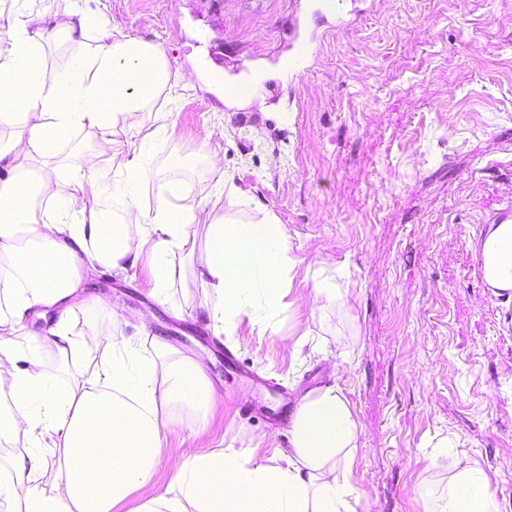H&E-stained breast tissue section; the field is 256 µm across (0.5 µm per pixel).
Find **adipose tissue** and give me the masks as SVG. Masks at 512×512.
Returning a JSON list of instances; mask_svg holds the SVG:
<instances>
[{"label": "adipose tissue", "mask_w": 512, "mask_h": 512, "mask_svg": "<svg viewBox=\"0 0 512 512\" xmlns=\"http://www.w3.org/2000/svg\"><path fill=\"white\" fill-rule=\"evenodd\" d=\"M67 44L63 70L50 75L45 47ZM158 45L113 34L101 18L72 5L51 21L27 12L0 23V437H23L26 452L0 466V512H112L147 483L166 434L185 407L194 435H203L217 396L200 356L154 340L142 350L134 337H114L95 364L87 354L95 327L107 317L119 327L118 298L88 293L93 271L137 266L151 247V293L165 297L182 270L168 255L206 230L205 257L194 275L207 290L201 307L214 327L243 314L282 308L294 262L272 212L246 224L218 216L207 204L185 205V184H168L153 212L140 206L142 150L169 139L174 124L160 114L123 151L110 139L76 153L68 174L49 164L72 131L107 117L150 107L169 80ZM126 174L122 223L100 206L96 174L104 157ZM139 228L132 246L124 226ZM87 331L74 332V312ZM27 339L26 348L15 337ZM68 375L51 382L46 358ZM358 422L336 386L305 398L291 418L290 450L282 462L252 470L238 452L217 449L183 457L164 494L140 512H355L339 453L357 445ZM489 477L466 466L450 475L433 512H502Z\"/></svg>", "instance_id": "ef3b65f1"}]
</instances>
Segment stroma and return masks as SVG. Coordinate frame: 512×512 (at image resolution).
Returning <instances> with one entry per match:
<instances>
[{
	"instance_id": "35a3bbf8",
	"label": "stroma",
	"mask_w": 512,
	"mask_h": 512,
	"mask_svg": "<svg viewBox=\"0 0 512 512\" xmlns=\"http://www.w3.org/2000/svg\"><path fill=\"white\" fill-rule=\"evenodd\" d=\"M113 32L157 44L172 78L149 110L75 131L56 161L103 138L125 145L170 113L175 134L144 158L140 199L153 209L166 180L186 182L187 204L218 214L274 213L295 261L292 295L312 271L352 297H323L243 315L215 332L192 275L193 251L170 254L185 275L166 299L150 293L148 263L96 271L95 294L119 298L125 335L144 310L149 333L185 353L207 350L218 402L203 436L168 434L149 482L114 512H136L165 492L185 455L238 446L246 468L288 449L291 415L319 388L339 386L360 424L350 485L355 512H426L442 491L435 446L466 456L512 512V300L477 279L471 241L484 215L512 201V0H82ZM310 69L292 78L299 41ZM194 72L184 85L179 73ZM263 98L226 107L224 84ZM209 141H201L202 128ZM218 152L223 171L202 154ZM247 204L222 198L225 176ZM306 344L293 353L298 338ZM342 348L345 368L326 351ZM232 360H225V353Z\"/></svg>"
}]
</instances>
